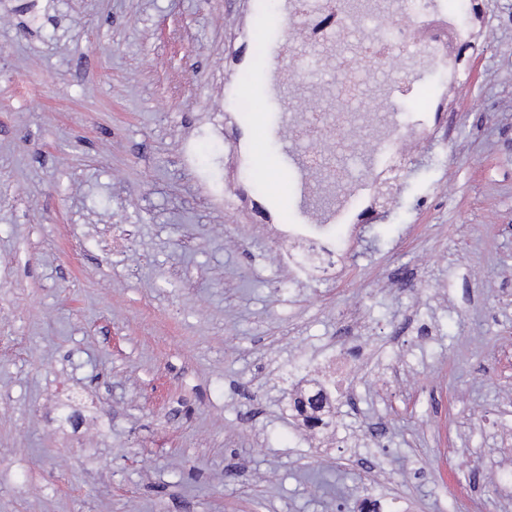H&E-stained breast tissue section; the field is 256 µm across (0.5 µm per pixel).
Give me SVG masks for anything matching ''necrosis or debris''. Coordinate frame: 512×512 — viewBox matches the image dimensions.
<instances>
[{
  "label": "necrosis or debris",
  "mask_w": 512,
  "mask_h": 512,
  "mask_svg": "<svg viewBox=\"0 0 512 512\" xmlns=\"http://www.w3.org/2000/svg\"><path fill=\"white\" fill-rule=\"evenodd\" d=\"M392 0H288V11L300 18L297 38L312 46L314 57L328 56L333 80L323 96L290 113L289 127L299 147L302 171L308 175L333 173L337 181L356 179L355 164L380 155L375 179L396 175L407 154L398 144L384 138L369 140L360 153H352L348 136L362 129L366 110L360 69L364 59L385 56L395 36L417 48L428 50L435 66L448 69L458 45L479 35L477 25L466 27L430 6L411 10L408 29L394 33L382 29L370 38L348 41L347 35L363 28L374 15L385 13ZM274 252L285 255L291 268L307 281L322 284L335 280L343 267V256L334 242L318 237L299 224H267Z\"/></svg>",
  "instance_id": "4bbe7bcc"
}]
</instances>
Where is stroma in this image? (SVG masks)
Masks as SVG:
<instances>
[{
	"mask_svg": "<svg viewBox=\"0 0 512 512\" xmlns=\"http://www.w3.org/2000/svg\"><path fill=\"white\" fill-rule=\"evenodd\" d=\"M267 2L0 0V512H512V0L422 142L442 74L365 63L411 154L318 287L230 203L316 221L284 118L324 81L276 84L286 12L241 37ZM340 351L324 448L289 404Z\"/></svg>",
	"mask_w": 512,
	"mask_h": 512,
	"instance_id": "obj_1",
	"label": "stroma"
}]
</instances>
